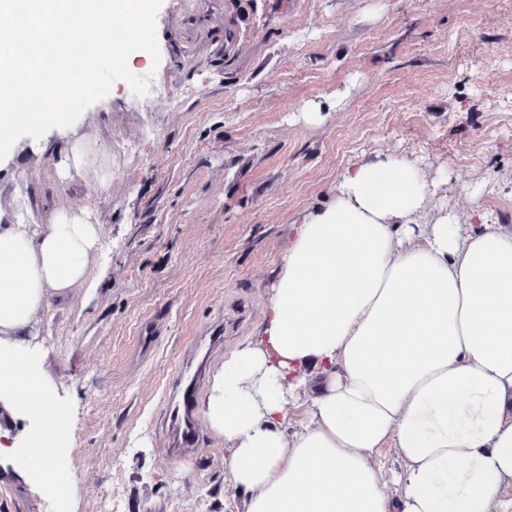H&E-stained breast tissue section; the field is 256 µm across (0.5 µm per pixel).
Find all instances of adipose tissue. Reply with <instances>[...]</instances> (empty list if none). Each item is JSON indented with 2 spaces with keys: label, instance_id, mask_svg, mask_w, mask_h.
<instances>
[{
  "label": "adipose tissue",
  "instance_id": "1",
  "mask_svg": "<svg viewBox=\"0 0 512 512\" xmlns=\"http://www.w3.org/2000/svg\"><path fill=\"white\" fill-rule=\"evenodd\" d=\"M130 0H0V166L25 127L28 155L59 177L112 182V150L66 104L118 81L124 48L108 23ZM95 64L82 63L83 54ZM77 67L59 79L60 60ZM31 111H21V104ZM446 176L407 158H359L332 201L305 214L271 283L256 339L229 356L200 409L223 436L224 468L245 512H505L512 485V227L427 205ZM100 225L89 210L13 200L0 222V405L64 428L66 413L23 337L70 288L93 287ZM304 419L289 422L296 411ZM393 449L398 468L376 463ZM50 490L52 440L32 428L0 457Z\"/></svg>",
  "mask_w": 512,
  "mask_h": 512
}]
</instances>
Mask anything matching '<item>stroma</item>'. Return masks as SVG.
<instances>
[{
    "label": "stroma",
    "mask_w": 512,
    "mask_h": 512,
    "mask_svg": "<svg viewBox=\"0 0 512 512\" xmlns=\"http://www.w3.org/2000/svg\"><path fill=\"white\" fill-rule=\"evenodd\" d=\"M152 100L87 87L72 111L112 146V185H62L50 160L0 168L16 190L90 210L105 258L26 339L68 409L65 498L0 469V512H244L224 439L203 425L189 458L161 434L165 394L256 338L293 225L328 203L360 156L401 154L436 203L512 225V0H138ZM322 118L306 121L305 104ZM224 339L189 352L216 321Z\"/></svg>",
    "instance_id": "stroma-1"
}]
</instances>
